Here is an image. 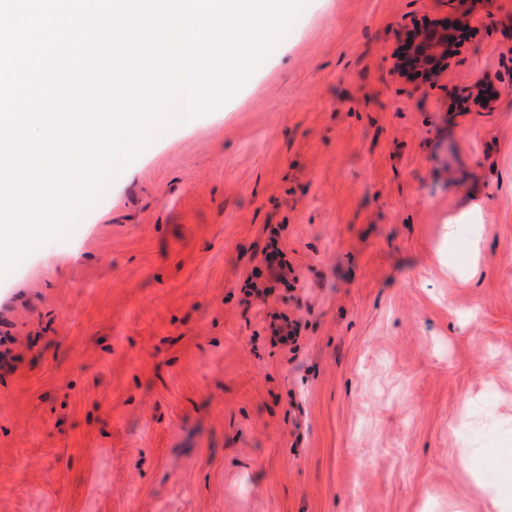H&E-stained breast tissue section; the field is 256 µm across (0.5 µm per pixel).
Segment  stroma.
Returning <instances> with one entry per match:
<instances>
[{
    "label": "stroma",
    "instance_id": "obj_1",
    "mask_svg": "<svg viewBox=\"0 0 512 512\" xmlns=\"http://www.w3.org/2000/svg\"><path fill=\"white\" fill-rule=\"evenodd\" d=\"M466 3L409 83L455 0H307L0 277V512H512V0ZM475 17L469 9L462 10L448 26L444 22H436L428 26L413 23L403 33L408 43L407 60L404 64L397 63V73L409 82L426 78L435 81L449 67L448 47L455 37L456 27L471 28Z\"/></svg>",
    "mask_w": 512,
    "mask_h": 512
}]
</instances>
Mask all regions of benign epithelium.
<instances>
[{"instance_id": "7a95c632", "label": "benign epithelium", "mask_w": 512, "mask_h": 512, "mask_svg": "<svg viewBox=\"0 0 512 512\" xmlns=\"http://www.w3.org/2000/svg\"><path fill=\"white\" fill-rule=\"evenodd\" d=\"M475 17L471 11H461L453 24L436 22L428 26L412 24L403 37L408 43L406 63L397 66V73L409 82L418 79L437 80L449 66L448 47L455 37V28L471 27Z\"/></svg>"}]
</instances>
